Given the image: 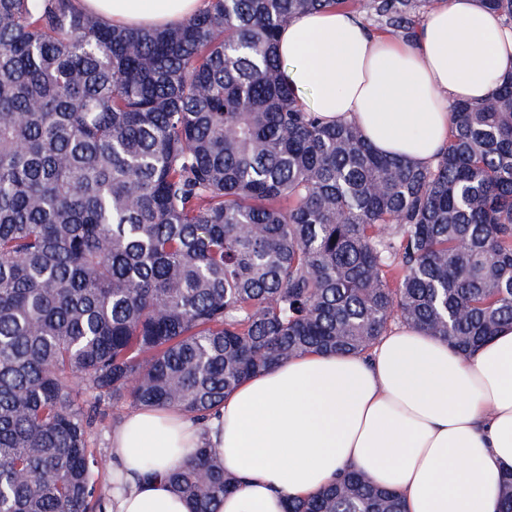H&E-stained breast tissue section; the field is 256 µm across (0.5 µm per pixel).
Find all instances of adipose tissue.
I'll return each mask as SVG.
<instances>
[{
  "label": "adipose tissue",
  "mask_w": 512,
  "mask_h": 512,
  "mask_svg": "<svg viewBox=\"0 0 512 512\" xmlns=\"http://www.w3.org/2000/svg\"><path fill=\"white\" fill-rule=\"evenodd\" d=\"M114 27L168 28L203 0H79ZM284 77L324 122L355 124L382 154L425 167L448 146L449 107L512 69V29L482 0H445L416 37L370 32L336 8L282 26ZM240 479L219 512H285L346 469L399 492L406 512H499L512 471V326L471 356L397 327L371 356L312 353L239 384L207 424L139 407L112 431L106 512H191L166 479L199 446Z\"/></svg>",
  "instance_id": "1"
}]
</instances>
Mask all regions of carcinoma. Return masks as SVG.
Here are the masks:
<instances>
[{
	"label": "carcinoma",
	"instance_id": "cac0c4a2",
	"mask_svg": "<svg viewBox=\"0 0 512 512\" xmlns=\"http://www.w3.org/2000/svg\"><path fill=\"white\" fill-rule=\"evenodd\" d=\"M435 2L207 0L125 30L0 0V512H104V401L204 423L244 379L368 354L395 321L462 353L512 325V70L419 167L301 104L277 50L293 15L410 38ZM483 3L512 28V0ZM168 481L219 512L238 478L197 448ZM288 512L405 509L349 470Z\"/></svg>",
	"mask_w": 512,
	"mask_h": 512
}]
</instances>
